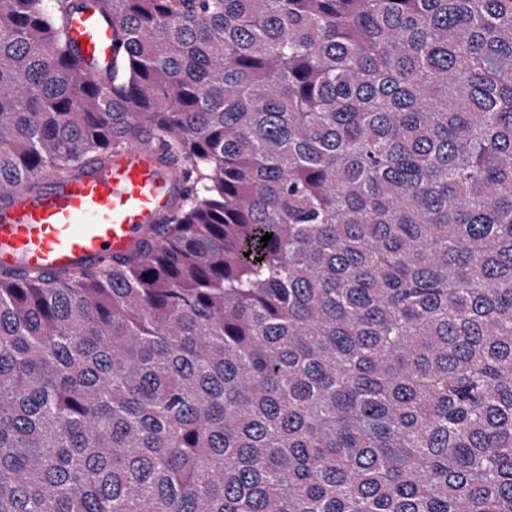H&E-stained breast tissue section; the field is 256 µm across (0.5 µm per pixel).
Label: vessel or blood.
<instances>
[{
  "label": "vessel or blood",
  "instance_id": "b4317fda",
  "mask_svg": "<svg viewBox=\"0 0 512 512\" xmlns=\"http://www.w3.org/2000/svg\"><path fill=\"white\" fill-rule=\"evenodd\" d=\"M78 2L69 19L72 49L93 66L105 65L113 56L115 32L94 0ZM181 187L176 171L130 147L107 166L53 182L36 195H17L0 208V268L52 275L125 253L138 228L157 223Z\"/></svg>",
  "mask_w": 512,
  "mask_h": 512
}]
</instances>
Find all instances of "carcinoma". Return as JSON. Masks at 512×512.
Returning a JSON list of instances; mask_svg holds the SVG:
<instances>
[{
    "mask_svg": "<svg viewBox=\"0 0 512 512\" xmlns=\"http://www.w3.org/2000/svg\"><path fill=\"white\" fill-rule=\"evenodd\" d=\"M73 6L0 0V198L185 188L0 269V512H512V0ZM80 6L69 19V37L77 56L95 67L112 60L115 32L103 18L94 0H76ZM179 174L130 147L111 164L17 195L0 208V268L61 274L102 256L123 254L140 227L156 224L182 190Z\"/></svg>",
    "mask_w": 512,
    "mask_h": 512,
    "instance_id": "carcinoma-1",
    "label": "carcinoma"
}]
</instances>
